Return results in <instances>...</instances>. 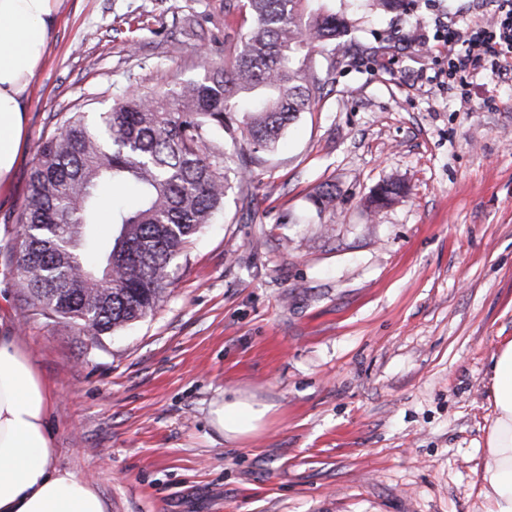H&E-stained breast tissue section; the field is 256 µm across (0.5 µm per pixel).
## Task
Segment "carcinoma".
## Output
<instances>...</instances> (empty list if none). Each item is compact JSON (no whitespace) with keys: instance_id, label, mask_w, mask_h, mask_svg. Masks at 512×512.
I'll use <instances>...</instances> for the list:
<instances>
[{"instance_id":"cac0c4a2","label":"carcinoma","mask_w":512,"mask_h":512,"mask_svg":"<svg viewBox=\"0 0 512 512\" xmlns=\"http://www.w3.org/2000/svg\"><path fill=\"white\" fill-rule=\"evenodd\" d=\"M250 23L234 56L200 81L142 94L116 89L107 112H66L35 150L18 217L15 275L29 310L92 335L151 314L172 284L171 265L224 213V135L252 146L235 174L260 163L292 121L321 99L328 77L309 62L343 35L324 0H243ZM132 182L135 208L112 203V239L96 227L100 187Z\"/></svg>"}]
</instances>
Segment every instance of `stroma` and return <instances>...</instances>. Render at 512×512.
Instances as JSON below:
<instances>
[{
	"label": "stroma",
	"instance_id": "stroma-1",
	"mask_svg": "<svg viewBox=\"0 0 512 512\" xmlns=\"http://www.w3.org/2000/svg\"><path fill=\"white\" fill-rule=\"evenodd\" d=\"M406 2L329 0L355 31L314 54L337 63L323 97L231 177L143 320L94 340L30 315L0 255L55 463L107 512H487L488 373L512 340V80L476 67L460 101L435 44L488 5ZM244 28L240 0H64L0 225L17 224L54 113L202 79ZM394 180L405 193L371 208ZM237 390L275 412L229 440L209 409Z\"/></svg>",
	"mask_w": 512,
	"mask_h": 512
}]
</instances>
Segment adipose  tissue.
<instances>
[{"mask_svg": "<svg viewBox=\"0 0 512 512\" xmlns=\"http://www.w3.org/2000/svg\"><path fill=\"white\" fill-rule=\"evenodd\" d=\"M63 0H0V188L20 158L28 92L43 63ZM495 418L482 493L488 512H512V342L489 374ZM50 393L28 354L0 336V512H106L90 481L55 464ZM270 406L242 397L214 402L211 422L231 440L256 431Z\"/></svg>", "mask_w": 512, "mask_h": 512, "instance_id": "1", "label": "adipose tissue"}]
</instances>
